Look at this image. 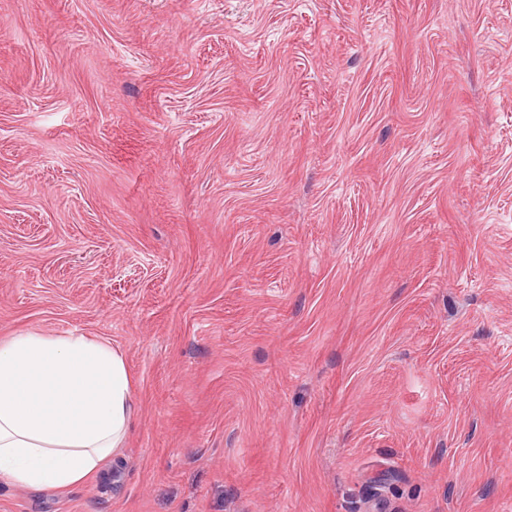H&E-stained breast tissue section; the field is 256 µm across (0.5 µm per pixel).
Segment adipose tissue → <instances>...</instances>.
<instances>
[{
	"instance_id": "ef3b65f1",
	"label": "adipose tissue",
	"mask_w": 512,
	"mask_h": 512,
	"mask_svg": "<svg viewBox=\"0 0 512 512\" xmlns=\"http://www.w3.org/2000/svg\"><path fill=\"white\" fill-rule=\"evenodd\" d=\"M133 387L122 354L77 332L0 341V478L81 483L124 444Z\"/></svg>"
}]
</instances>
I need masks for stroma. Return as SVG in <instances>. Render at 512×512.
Instances as JSON below:
<instances>
[{
  "label": "stroma",
  "instance_id": "35a3bbf8",
  "mask_svg": "<svg viewBox=\"0 0 512 512\" xmlns=\"http://www.w3.org/2000/svg\"><path fill=\"white\" fill-rule=\"evenodd\" d=\"M128 438L0 512H512V0H0V340Z\"/></svg>",
  "mask_w": 512,
  "mask_h": 512
}]
</instances>
